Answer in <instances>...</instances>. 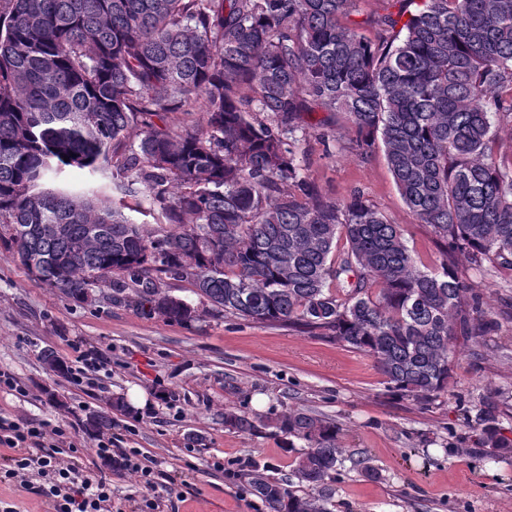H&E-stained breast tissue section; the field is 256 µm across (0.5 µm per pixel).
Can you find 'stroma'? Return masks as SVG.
<instances>
[{"mask_svg":"<svg viewBox=\"0 0 512 512\" xmlns=\"http://www.w3.org/2000/svg\"><path fill=\"white\" fill-rule=\"evenodd\" d=\"M330 145L302 144L303 165L323 194L341 201L355 190L398 224L430 267L441 248L401 198L382 151L360 158L337 114ZM455 265L482 293L497 327L485 345L457 340L458 364L447 392L423 406L389 393L372 358L299 329L201 312L188 324L133 305L76 304L0 250V371L24 394L0 389V417L67 429L77 452L62 457L84 475L106 471L112 512H268L248 481L263 473L297 496L312 489L295 476L303 441L287 445L274 420L303 409L336 422L343 461L325 492L331 512H512V453L477 448L465 417L498 393L500 426L512 437V271L493 264ZM52 350L64 365L81 354L104 359L92 381L77 385L42 360ZM145 394V407L111 400ZM261 417L249 434L224 426L225 409ZM106 412L113 447L137 453L153 487L138 473L106 468L90 416Z\"/></svg>","mask_w":512,"mask_h":512,"instance_id":"1","label":"stroma"}]
</instances>
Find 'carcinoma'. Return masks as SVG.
I'll use <instances>...</instances> for the list:
<instances>
[{
    "label": "carcinoma",
    "instance_id": "cac0c4a2",
    "mask_svg": "<svg viewBox=\"0 0 512 512\" xmlns=\"http://www.w3.org/2000/svg\"><path fill=\"white\" fill-rule=\"evenodd\" d=\"M0 0V246L67 299L90 288L169 322L198 308L298 326L371 357L388 391L428 403L448 390L452 341L494 321L454 265L512 271V0ZM368 25L369 37L360 32ZM202 96V120L166 115ZM313 112H340L349 148L381 143L409 210L443 250L428 268L397 224L353 192L337 203L303 172ZM69 168L99 175L69 189ZM149 201L136 224L112 195ZM263 421L224 410V426ZM306 442L296 474L314 490L342 464L339 427L286 410ZM491 456L512 453L499 400L472 424ZM269 512H328L257 474Z\"/></svg>",
    "mask_w": 512,
    "mask_h": 512
}]
</instances>
